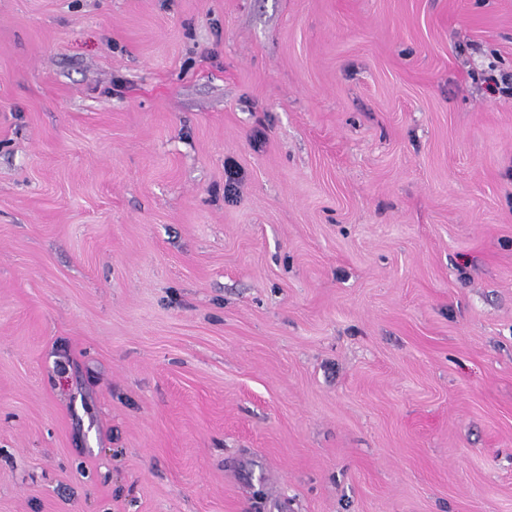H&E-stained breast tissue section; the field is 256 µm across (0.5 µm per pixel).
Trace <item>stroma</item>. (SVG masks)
I'll return each instance as SVG.
<instances>
[{"label":"stroma","instance_id":"stroma-1","mask_svg":"<svg viewBox=\"0 0 512 512\" xmlns=\"http://www.w3.org/2000/svg\"><path fill=\"white\" fill-rule=\"evenodd\" d=\"M491 74L512 0H0V512H512Z\"/></svg>","mask_w":512,"mask_h":512}]
</instances>
